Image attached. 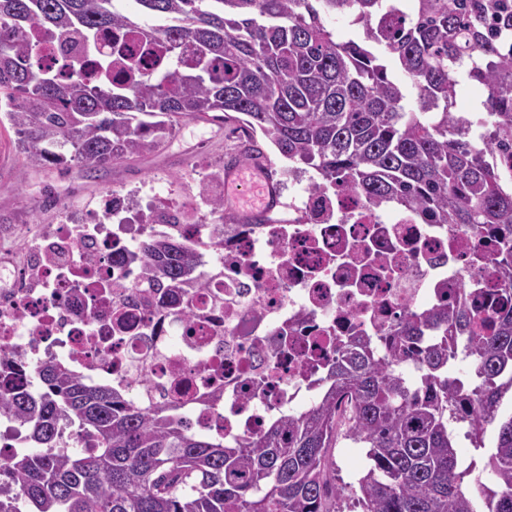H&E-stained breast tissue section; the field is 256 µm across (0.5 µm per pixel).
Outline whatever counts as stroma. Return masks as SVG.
<instances>
[{"label": "stroma", "mask_w": 512, "mask_h": 512, "mask_svg": "<svg viewBox=\"0 0 512 512\" xmlns=\"http://www.w3.org/2000/svg\"><path fill=\"white\" fill-rule=\"evenodd\" d=\"M15 139L12 130L0 129V213L15 217L19 243L37 225L56 223L61 207L96 206L101 195L116 186L134 190L150 182L159 190L198 201L201 183L219 171L227 154H238L249 164L260 158L271 167L284 164L269 141L261 134L245 132L239 121H188L153 153L97 170L75 164L33 166L22 178L17 175Z\"/></svg>", "instance_id": "stroma-1"}]
</instances>
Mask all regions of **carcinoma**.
Instances as JSON below:
<instances>
[{"mask_svg":"<svg viewBox=\"0 0 512 512\" xmlns=\"http://www.w3.org/2000/svg\"><path fill=\"white\" fill-rule=\"evenodd\" d=\"M0 0V128L24 166L93 169L155 152L185 120L241 119L312 187L341 184L374 203L397 200L433 224H502L505 286L498 314L477 325L466 305L407 313L386 349L343 345L311 409L288 414L235 448L185 428L175 404L121 405L54 362L29 368L39 390L0 394L30 448L0 460V512H338L345 490L361 512H512V185L488 154L512 151V0H411L383 22L384 0ZM349 15L362 37L336 41L326 25ZM86 36L125 27L142 57L112 86L45 68L25 28ZM392 60L416 89L413 105L388 76ZM489 88L493 134L453 111L459 76ZM188 225L142 247L148 291L201 286ZM433 330L437 340L417 343ZM465 344L469 380L448 376ZM419 373L407 381L402 362ZM487 455L480 499L463 489L455 426ZM76 426L89 449L63 446ZM366 449L357 485L336 484L331 449Z\"/></svg>","mask_w":512,"mask_h":512,"instance_id":"1","label":"carcinoma"}]
</instances>
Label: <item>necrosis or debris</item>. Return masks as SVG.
<instances>
[{"mask_svg": "<svg viewBox=\"0 0 512 512\" xmlns=\"http://www.w3.org/2000/svg\"><path fill=\"white\" fill-rule=\"evenodd\" d=\"M27 38L80 71L94 55L111 57L114 43L134 42L125 31L98 34L93 50ZM286 187L287 210L270 208L259 225L111 190L96 207L65 208L22 248L0 249V389L28 388L26 367L53 361L126 402H178L193 430L232 447L312 405L341 339L382 341L405 311L436 310L461 292L479 318L494 315L496 255L469 263L488 229L429 224L398 202L341 187L315 191L295 168ZM189 218L199 237L225 229L223 245L199 253L201 271L218 261L224 273L194 289L187 323L165 293L144 302L126 257Z\"/></svg>", "mask_w": 512, "mask_h": 512, "instance_id": "1", "label": "necrosis or debris"}]
</instances>
